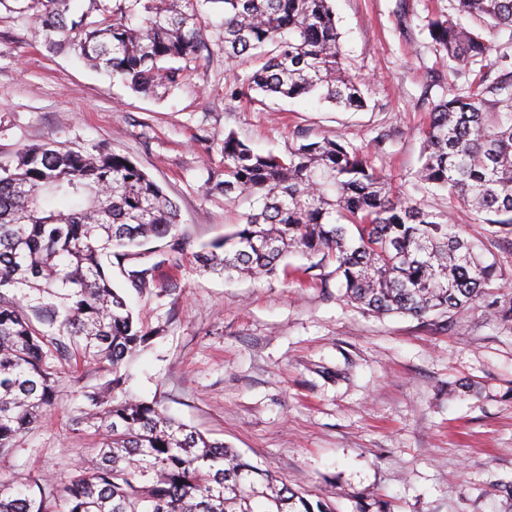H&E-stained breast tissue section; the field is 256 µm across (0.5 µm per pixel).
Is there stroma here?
Instances as JSON below:
<instances>
[{"instance_id": "obj_1", "label": "stroma", "mask_w": 512, "mask_h": 512, "mask_svg": "<svg viewBox=\"0 0 512 512\" xmlns=\"http://www.w3.org/2000/svg\"><path fill=\"white\" fill-rule=\"evenodd\" d=\"M31 3L0 0V165L48 142L125 154L178 204L190 253L232 232L249 208L205 189L223 169L226 132L260 152H285L301 132L342 139L411 196L433 105L480 73L512 77V29L500 27L498 54L448 80L427 24L443 14L474 26L458 0H332L365 109L310 96L225 98L235 72L224 65L214 15L205 20L208 49L188 63L181 84L142 97L75 52L50 51ZM456 221L508 281L455 314L364 313L342 300L333 264L317 257L289 256V275L259 282L187 263L143 292L113 267L136 318L159 331L127 362L124 396L157 400L336 512H356L367 493L386 512H502L494 486L512 480V320L493 309L512 303V239L491 237L465 211ZM59 369L54 410L0 455V483L61 487L94 463V431L77 422L75 408L109 374L82 362ZM468 383L477 392H466Z\"/></svg>"}]
</instances>
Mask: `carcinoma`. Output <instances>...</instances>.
Returning a JSON list of instances; mask_svg holds the SVG:
<instances>
[{
    "mask_svg": "<svg viewBox=\"0 0 512 512\" xmlns=\"http://www.w3.org/2000/svg\"><path fill=\"white\" fill-rule=\"evenodd\" d=\"M458 2L492 28H512V0ZM38 3L49 49L79 50L137 94L181 83L178 62L206 48L207 5L222 16L224 64H251L225 96L318 93L347 110L366 105L344 66L330 0H119L100 20L73 17L71 0ZM428 31L453 77L497 52L486 33L448 16ZM486 80L436 103L423 131L414 185L447 192L442 209L393 195L380 170L337 140L262 154L225 134L223 177L208 176L206 188L230 201L252 195L256 207L195 253L197 267L243 279L286 275L280 262L295 251L335 263L341 298L373 314L466 310L505 274L477 253L455 210L474 213L492 237H512V85ZM178 226L177 204L126 155L46 143L0 166V452L55 404L54 360L101 364L111 375L83 392L79 420L99 436L93 467L60 490L0 484V512H335L158 402L114 401L122 367L155 331L134 320L108 263L128 266L140 290L156 285L162 268L182 265ZM152 239L165 244L144 248Z\"/></svg>",
    "mask_w": 512,
    "mask_h": 512,
    "instance_id": "cac0c4a2",
    "label": "carcinoma"
}]
</instances>
